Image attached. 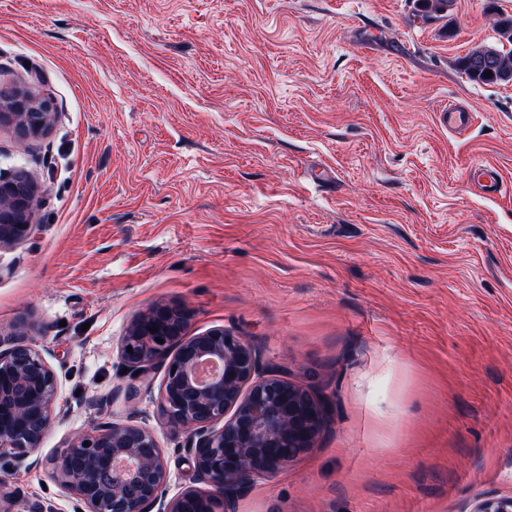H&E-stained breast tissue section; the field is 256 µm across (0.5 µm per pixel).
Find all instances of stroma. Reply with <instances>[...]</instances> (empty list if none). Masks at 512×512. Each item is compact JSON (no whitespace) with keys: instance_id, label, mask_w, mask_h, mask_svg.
<instances>
[{"instance_id":"35a3bbf8","label":"stroma","mask_w":512,"mask_h":512,"mask_svg":"<svg viewBox=\"0 0 512 512\" xmlns=\"http://www.w3.org/2000/svg\"><path fill=\"white\" fill-rule=\"evenodd\" d=\"M512 0H0V90L50 100L49 132L0 123V174L36 188L0 250V333L58 376L36 466L0 459L10 512H75L57 448L100 420L166 425L163 368L125 401L127 326L158 304L260 347L320 390L316 447L235 512H470L512 494V83L455 66ZM457 103L465 133L436 114ZM469 175L474 186L486 195H498L511 190L510 181L507 186L502 175L488 163L475 161Z\"/></svg>"}]
</instances>
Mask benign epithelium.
Listing matches in <instances>:
<instances>
[{
    "instance_id": "7a95c632",
    "label": "benign epithelium",
    "mask_w": 512,
    "mask_h": 512,
    "mask_svg": "<svg viewBox=\"0 0 512 512\" xmlns=\"http://www.w3.org/2000/svg\"><path fill=\"white\" fill-rule=\"evenodd\" d=\"M53 116L48 103L19 95L16 111L1 112L0 122H14L23 142L47 133ZM34 199L27 178L0 177V249L31 235ZM191 320L186 307H153L128 326L120 358L129 400L155 365L164 367L162 411L186 433L195 486L168 496V461L153 429L100 422L52 459L60 484L83 504L80 512H228L247 488L316 447L330 419L326 396L288 381L263 363L257 345L222 327L189 334ZM45 353L15 333L0 337V458L24 463L51 425L58 377ZM206 362L219 371L202 381L197 371ZM471 512H512V495L486 497Z\"/></svg>"
}]
</instances>
